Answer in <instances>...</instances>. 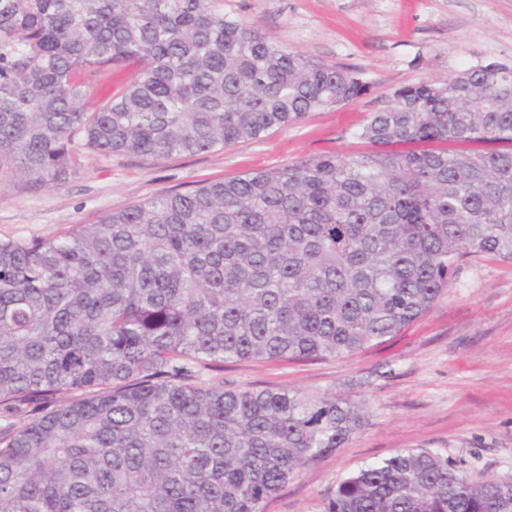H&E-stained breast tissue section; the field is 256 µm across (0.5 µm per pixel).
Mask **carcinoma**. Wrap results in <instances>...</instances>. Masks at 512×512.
<instances>
[{"label": "carcinoma", "instance_id": "carcinoma-1", "mask_svg": "<svg viewBox=\"0 0 512 512\" xmlns=\"http://www.w3.org/2000/svg\"><path fill=\"white\" fill-rule=\"evenodd\" d=\"M221 2L0 0V171L60 186L85 151L194 155L366 92ZM493 66L397 90L357 133L373 151L0 240V408L36 405L0 431V512H265L344 447L366 404L205 385L201 370L379 347L463 265L512 261V62ZM324 512H512V480L401 449L340 481Z\"/></svg>", "mask_w": 512, "mask_h": 512}]
</instances>
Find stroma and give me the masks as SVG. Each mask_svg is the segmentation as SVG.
Here are the masks:
<instances>
[{
	"label": "stroma",
	"instance_id": "stroma-1",
	"mask_svg": "<svg viewBox=\"0 0 512 512\" xmlns=\"http://www.w3.org/2000/svg\"><path fill=\"white\" fill-rule=\"evenodd\" d=\"M223 8L279 44L358 72L366 93L260 139L194 156L86 153L54 188L0 177V239L47 238L165 191L369 150L354 132L399 88L512 61V0H224ZM202 379L368 404L365 426L289 482L266 512H324L339 481L404 448L437 452L475 480L512 479V262L464 266L432 309L383 346L322 361L228 362Z\"/></svg>",
	"mask_w": 512,
	"mask_h": 512
}]
</instances>
